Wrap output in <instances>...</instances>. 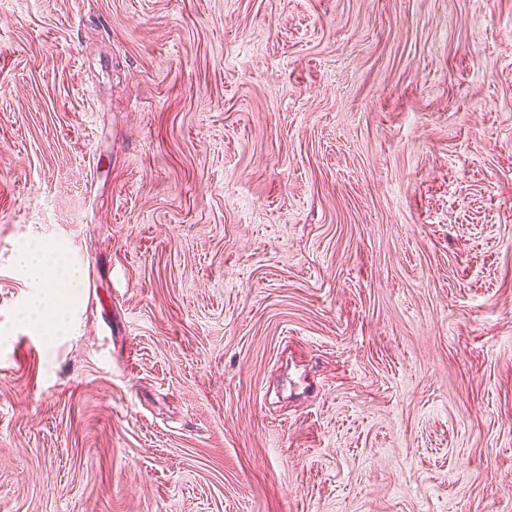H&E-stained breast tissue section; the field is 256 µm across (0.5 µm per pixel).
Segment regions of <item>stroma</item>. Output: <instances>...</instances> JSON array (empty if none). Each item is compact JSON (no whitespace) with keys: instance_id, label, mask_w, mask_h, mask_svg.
Masks as SVG:
<instances>
[{"instance_id":"1","label":"stroma","mask_w":512,"mask_h":512,"mask_svg":"<svg viewBox=\"0 0 512 512\" xmlns=\"http://www.w3.org/2000/svg\"><path fill=\"white\" fill-rule=\"evenodd\" d=\"M0 512H512V0H0ZM18 263L50 288H55L54 283L62 285L79 278V271L75 267L51 253L39 257L35 252H21ZM69 300L59 292L52 293V297H39L32 303L28 319L37 327H44L45 336L42 338L48 345H53L65 333V317L68 313Z\"/></svg>"}]
</instances>
